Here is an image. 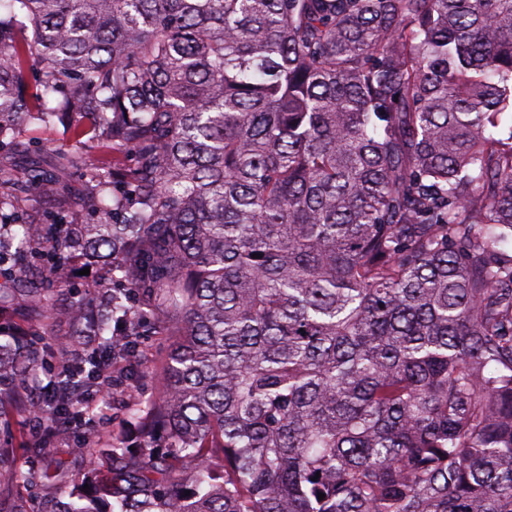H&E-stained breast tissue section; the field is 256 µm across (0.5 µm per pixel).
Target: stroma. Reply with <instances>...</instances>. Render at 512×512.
<instances>
[{"label":"stroma","instance_id":"stroma-1","mask_svg":"<svg viewBox=\"0 0 512 512\" xmlns=\"http://www.w3.org/2000/svg\"><path fill=\"white\" fill-rule=\"evenodd\" d=\"M13 182L0 188V194L11 197L12 205L0 208V220L28 224H47L62 210L81 212L88 187L82 177V164H75L61 179L57 193L37 196L18 193L17 185L27 177L28 160L13 156L7 162ZM68 296L57 299L59 310L46 319L41 307L29 299L26 287L8 290L0 295V334L23 336L31 344L56 346L71 340L75 326L65 307ZM171 339L152 336L139 340L137 370H129L127 359L115 360L112 366V388L105 391L92 385L87 389L86 403L93 408L91 419L73 427L70 433L50 447H42L32 424L23 411L6 407L11 430L0 429V470H19L18 483L0 489V507L23 505L25 512H58L65 500L68 485L64 480L50 479L57 463L72 472L84 470L89 461L88 437L97 433L130 435L133 429L134 405L149 402L159 391L157 377L167 358Z\"/></svg>","mask_w":512,"mask_h":512}]
</instances>
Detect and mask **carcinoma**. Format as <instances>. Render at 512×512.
<instances>
[{
    "label": "carcinoma",
    "instance_id": "carcinoma-1",
    "mask_svg": "<svg viewBox=\"0 0 512 512\" xmlns=\"http://www.w3.org/2000/svg\"><path fill=\"white\" fill-rule=\"evenodd\" d=\"M510 109L512 0H7L0 154L56 120V167L117 152L84 169L94 223L0 229L1 286L112 270L40 443L85 414L63 387L178 331L134 414L165 450L92 440L125 465L61 512H512Z\"/></svg>",
    "mask_w": 512,
    "mask_h": 512
}]
</instances>
